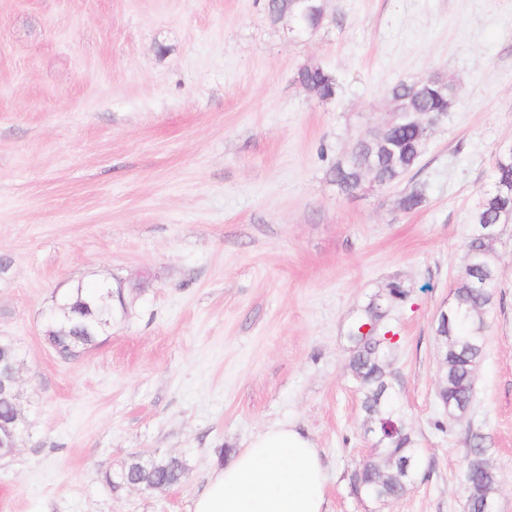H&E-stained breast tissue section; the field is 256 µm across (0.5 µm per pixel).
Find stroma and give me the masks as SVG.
<instances>
[{"label":"stroma","instance_id":"stroma-1","mask_svg":"<svg viewBox=\"0 0 512 512\" xmlns=\"http://www.w3.org/2000/svg\"><path fill=\"white\" fill-rule=\"evenodd\" d=\"M326 11L300 35L266 0H0V336L23 354L27 418L0 459V512H192L211 470L275 424L315 443L331 512H466L465 437L481 432L496 512H512V224L457 422L437 398L436 334L470 212L512 146V0ZM309 64L337 78L334 98L296 82ZM432 75L459 98L416 168L340 192L327 170L387 123L392 86ZM414 183L427 202L406 212ZM113 278L126 312L58 357L44 337L57 301ZM394 282L408 297L385 318L391 395L419 469L380 502L349 486L375 438L347 334ZM143 452L183 458L185 480L99 479Z\"/></svg>","mask_w":512,"mask_h":512}]
</instances>
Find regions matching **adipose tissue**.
I'll use <instances>...</instances> for the list:
<instances>
[{
  "label": "adipose tissue",
  "mask_w": 512,
  "mask_h": 512,
  "mask_svg": "<svg viewBox=\"0 0 512 512\" xmlns=\"http://www.w3.org/2000/svg\"><path fill=\"white\" fill-rule=\"evenodd\" d=\"M193 512H330L319 451L292 426L267 427L211 472Z\"/></svg>",
  "instance_id": "adipose-tissue-1"
}]
</instances>
